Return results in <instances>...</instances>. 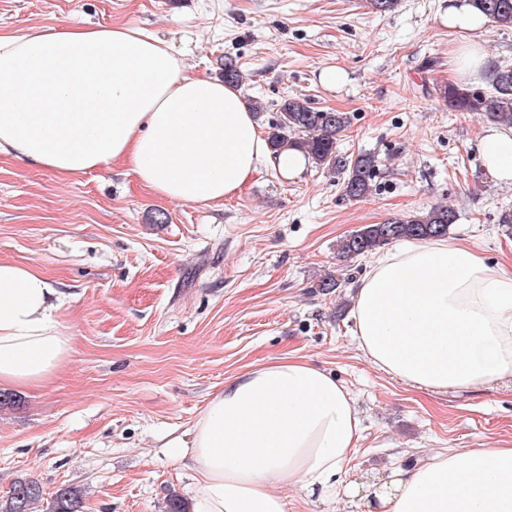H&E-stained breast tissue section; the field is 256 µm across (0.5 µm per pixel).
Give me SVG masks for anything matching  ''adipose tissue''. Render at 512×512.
Listing matches in <instances>:
<instances>
[{"label":"adipose tissue","mask_w":512,"mask_h":512,"mask_svg":"<svg viewBox=\"0 0 512 512\" xmlns=\"http://www.w3.org/2000/svg\"><path fill=\"white\" fill-rule=\"evenodd\" d=\"M442 23L461 35L456 70L483 80L475 35L487 20L449 0ZM488 171L512 182V129L478 144ZM61 176L118 163L176 203H216L271 166L293 178L309 164L273 153L240 90L192 75L165 41L128 26L0 35V156ZM63 293L32 267L0 260V386L39 388L65 367L71 338ZM354 338L392 378L429 392L512 381V270L445 238L378 254L356 287ZM348 388L301 357L257 365L226 382L177 457L195 474L191 512H288L284 489L368 512H512V447L441 448L383 481L343 475L362 439Z\"/></svg>","instance_id":"adipose-tissue-1"}]
</instances>
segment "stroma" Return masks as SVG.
<instances>
[{
  "label": "stroma",
  "instance_id": "1",
  "mask_svg": "<svg viewBox=\"0 0 512 512\" xmlns=\"http://www.w3.org/2000/svg\"><path fill=\"white\" fill-rule=\"evenodd\" d=\"M448 0H0V34L126 25L183 53L190 73L245 75L247 103L268 130L283 98L346 113L343 155L377 156L371 194L347 199L334 170L285 179L262 168L216 204H176L119 164L61 177L0 156V259L40 270L65 294L72 338L48 385L0 406V498L20 479L44 499L64 486L84 512H168L190 502L194 475L170 443L210 398L250 366L302 357L350 391L363 439L349 479L389 473L438 448L512 445V382L432 394L375 368L352 336V294L369 260L337 245L365 224L454 208L449 239L512 266V184L487 171L483 115L454 112L436 88L453 81L458 38L441 26ZM436 60L424 70L425 60ZM350 76L339 92L322 69ZM332 274L341 288L311 292Z\"/></svg>",
  "mask_w": 512,
  "mask_h": 512
}]
</instances>
